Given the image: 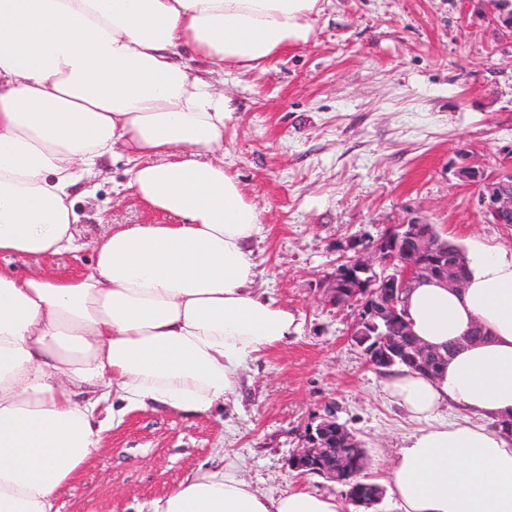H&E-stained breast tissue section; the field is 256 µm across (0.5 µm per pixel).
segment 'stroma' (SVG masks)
I'll list each match as a JSON object with an SVG mask.
<instances>
[{
  "label": "stroma",
  "mask_w": 512,
  "mask_h": 512,
  "mask_svg": "<svg viewBox=\"0 0 512 512\" xmlns=\"http://www.w3.org/2000/svg\"><path fill=\"white\" fill-rule=\"evenodd\" d=\"M487 0H326L308 45L265 69L224 74L235 120L224 163L266 227L254 243L257 288L288 306L301 331L252 363L237 406L208 417L135 411L60 492L58 512H149L215 456L260 491L305 487L343 496L289 460L306 426L332 415L361 441L381 481L414 425L382 390L351 338L354 308L323 288L349 256L417 218L469 250L512 248V224L489 223L457 154L498 172L512 152V30ZM130 165L106 160L74 190L78 234L106 224H165L124 188Z\"/></svg>",
  "instance_id": "obj_1"
}]
</instances>
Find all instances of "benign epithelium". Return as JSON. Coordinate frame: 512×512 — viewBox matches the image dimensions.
Masks as SVG:
<instances>
[{"label":"benign epithelium","instance_id":"1","mask_svg":"<svg viewBox=\"0 0 512 512\" xmlns=\"http://www.w3.org/2000/svg\"><path fill=\"white\" fill-rule=\"evenodd\" d=\"M493 21L512 30V0H492ZM457 173L464 181L479 187V202L485 216L494 224L512 218V163L489 175L468 162L461 154ZM424 222L411 220L398 224L388 233L356 250L339 271L329 277L326 295L337 306H354L358 314L351 336L378 370L400 361L413 370L432 377L440 374L448 353L425 346L411 336L403 311V295L414 281L433 278L461 288L465 277L460 263L438 248ZM347 448H360L361 442L345 426L331 418L308 427L301 447L292 456L296 470L314 469L330 481L346 487L350 502L366 508L373 505L350 487V470L336 462V440Z\"/></svg>","mask_w":512,"mask_h":512}]
</instances>
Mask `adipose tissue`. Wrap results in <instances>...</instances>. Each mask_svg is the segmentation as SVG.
Segmentation results:
<instances>
[{
    "instance_id": "adipose-tissue-1",
    "label": "adipose tissue",
    "mask_w": 512,
    "mask_h": 512,
    "mask_svg": "<svg viewBox=\"0 0 512 512\" xmlns=\"http://www.w3.org/2000/svg\"><path fill=\"white\" fill-rule=\"evenodd\" d=\"M322 3L0 0V512H57L109 423L236 402L249 364L298 334L255 287L265 226L224 166L231 100L181 52L216 73L264 68L314 38ZM107 156L127 158V189L174 223L106 225L78 276L17 274L13 259L80 250L71 189ZM465 263V288L426 279L404 304L413 336L456 343L443 373L383 382L415 425L384 479L399 512H512V249L477 242ZM152 512L344 506L262 493L217 463Z\"/></svg>"
}]
</instances>
